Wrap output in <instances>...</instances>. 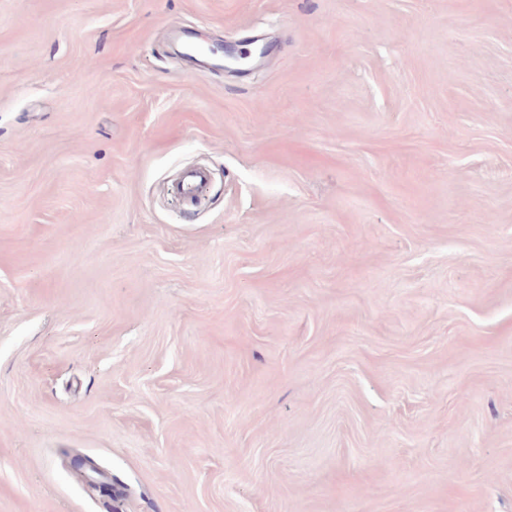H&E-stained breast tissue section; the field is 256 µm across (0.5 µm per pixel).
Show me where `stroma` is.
I'll list each match as a JSON object with an SVG mask.
<instances>
[{"mask_svg":"<svg viewBox=\"0 0 512 512\" xmlns=\"http://www.w3.org/2000/svg\"><path fill=\"white\" fill-rule=\"evenodd\" d=\"M0 512H512V0H0ZM210 182L211 174L206 168L187 169L173 186L172 192L182 205L195 207L203 203Z\"/></svg>","mask_w":512,"mask_h":512,"instance_id":"35a3bbf8","label":"stroma"}]
</instances>
